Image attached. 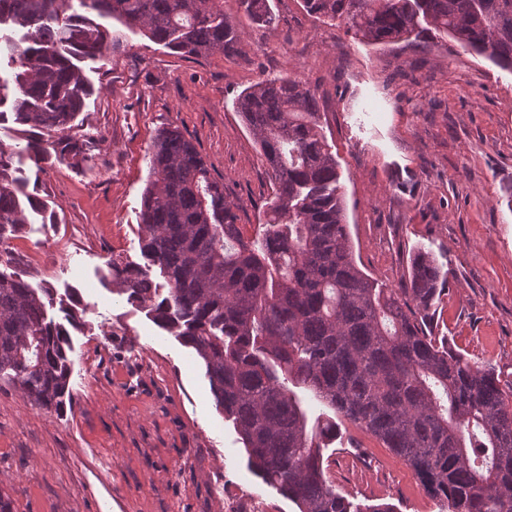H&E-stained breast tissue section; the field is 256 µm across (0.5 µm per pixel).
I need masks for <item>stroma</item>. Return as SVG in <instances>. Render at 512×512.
<instances>
[{"label": "stroma", "instance_id": "1", "mask_svg": "<svg viewBox=\"0 0 512 512\" xmlns=\"http://www.w3.org/2000/svg\"><path fill=\"white\" fill-rule=\"evenodd\" d=\"M273 10L274 24L259 27L224 0L241 33L229 57L185 58L113 25L114 46L84 64L94 93L71 131L92 138L87 165L26 164L30 191L58 222L27 225L15 251L57 235L70 246L17 270L57 296L75 290L87 314L72 334L66 413L34 407L0 380V493L14 512H224L228 495L296 512L248 467L197 355L103 282L111 257L142 260L146 153L166 126L192 140L254 234L271 178L235 101L265 78H295L317 94L358 266L395 288L412 252L430 253L446 274L433 333L512 374V70L451 40L361 43L303 0H275ZM326 454L349 499L439 512L390 449L356 426L340 424Z\"/></svg>", "mask_w": 512, "mask_h": 512}]
</instances>
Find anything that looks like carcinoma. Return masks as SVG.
Returning <instances> with one entry per match:
<instances>
[{
	"instance_id": "1",
	"label": "carcinoma",
	"mask_w": 512,
	"mask_h": 512,
	"mask_svg": "<svg viewBox=\"0 0 512 512\" xmlns=\"http://www.w3.org/2000/svg\"><path fill=\"white\" fill-rule=\"evenodd\" d=\"M303 2L362 43L449 37L512 69V0ZM239 7L258 26L275 20L271 0ZM112 19L185 58L231 56L241 40L224 0H0V64L12 71V82L0 78V122L10 116L26 135L21 149L0 142V377L56 412L71 401L70 329L85 325V309L70 294L54 320V288L1 266L14 263L11 240L31 214L57 223L49 201L27 191L22 158L38 169L87 160L68 131L92 94L81 63L103 58ZM237 109L273 184L258 235L244 236L195 144L163 127L141 197L145 263L110 260L112 291L195 351L249 466L298 512H394L336 491L324 450L340 421L389 448L440 512H512V379L427 332L441 267L419 251L392 288L358 266L315 91L266 78ZM306 398L334 417L309 423Z\"/></svg>"
}]
</instances>
